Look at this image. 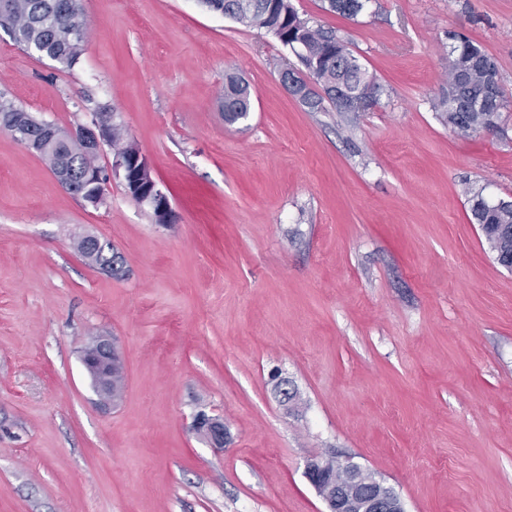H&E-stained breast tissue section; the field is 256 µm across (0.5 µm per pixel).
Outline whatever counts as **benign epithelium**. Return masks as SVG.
Returning <instances> with one entry per match:
<instances>
[{
    "label": "benign epithelium",
    "mask_w": 512,
    "mask_h": 512,
    "mask_svg": "<svg viewBox=\"0 0 512 512\" xmlns=\"http://www.w3.org/2000/svg\"><path fill=\"white\" fill-rule=\"evenodd\" d=\"M281 80L289 93L298 98L314 88L311 71L306 67L284 70ZM346 102L351 107H360V111L364 112L373 107V94L365 89L347 98ZM114 122L116 114L98 112L94 114L93 127L77 126L64 132L57 131L55 135L63 137L79 134L98 147L100 142L111 139ZM133 167L137 169L138 179L146 185L145 192L139 195V202L151 207L158 223H172L175 213L166 194L157 187L147 158L138 154L135 165L131 167L126 156L115 155L113 173L122 175L126 180ZM101 183L99 171L86 169L79 181L68 180L64 187L89 205L97 207L104 202L105 193L96 195L90 193V190ZM82 361L92 379L95 392L101 399H109L112 370L123 365L114 339L109 336L98 337L84 348ZM191 430L213 448L224 449V422L221 419L199 412L192 421ZM306 477L325 503L326 512H406L401 497L393 488L384 485L350 459L337 462L333 470L327 469L320 460L313 459L307 463Z\"/></svg>",
    "instance_id": "benign-epithelium-1"
}]
</instances>
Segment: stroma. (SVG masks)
<instances>
[{
  "mask_svg": "<svg viewBox=\"0 0 512 512\" xmlns=\"http://www.w3.org/2000/svg\"><path fill=\"white\" fill-rule=\"evenodd\" d=\"M292 3L349 41L380 107L308 111L291 52L198 0H84L70 69L0 29V94L66 129L119 113L176 213L156 223L118 176L87 205L0 131V512H325L305 475L325 454L406 512H512V273L470 213L478 191L512 201V119L464 136L432 107L452 32L512 99V0ZM231 77L252 93L232 125ZM96 336L123 354L114 402L82 365ZM326 10L348 19H356L365 9L369 0H327ZM191 430L216 450L224 449V422L220 418L199 412L192 421Z\"/></svg>",
  "mask_w": 512,
  "mask_h": 512,
  "instance_id": "stroma-1",
  "label": "stroma"
}]
</instances>
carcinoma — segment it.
Returning <instances> with one entry per match:
<instances>
[{"label":"carcinoma","instance_id":"obj_1","mask_svg":"<svg viewBox=\"0 0 512 512\" xmlns=\"http://www.w3.org/2000/svg\"><path fill=\"white\" fill-rule=\"evenodd\" d=\"M369 0H327L326 10L348 19H356ZM208 5L229 13L235 22L273 34L282 45L291 48L302 43V62L314 76L316 88L306 107L312 112L325 111L329 103L338 112L349 107L336 100V86L350 93L363 85L375 86L377 96L384 89L348 47V42L333 28L315 23L295 8L282 11L283 0H208ZM0 27L13 41L27 50L47 57L68 68L80 59L86 39L87 22L83 0H0ZM455 45L448 56V92L434 105L443 121L458 133L467 135L478 129H497L502 114L512 112V102L505 96L501 73H496V94L486 92L481 61L488 53L478 43L462 34L453 35ZM249 87L231 78L224 91V119L235 122L250 112ZM25 109L0 98V130L20 141L36 142L35 151L47 163L55 177H77L80 169L93 164L97 155L90 154L81 138L50 140L47 127ZM471 212L478 224H509L512 206L497 207L477 195L472 198ZM489 248L501 259L512 258V236L485 237Z\"/></svg>","mask_w":512,"mask_h":512}]
</instances>
